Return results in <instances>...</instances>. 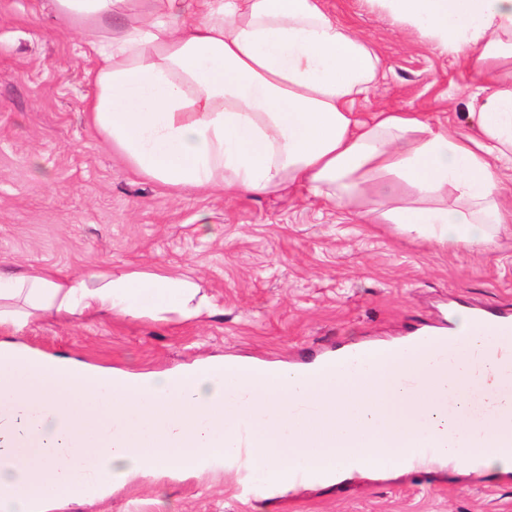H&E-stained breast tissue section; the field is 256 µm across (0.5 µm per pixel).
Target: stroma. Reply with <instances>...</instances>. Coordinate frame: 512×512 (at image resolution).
Returning <instances> with one entry per match:
<instances>
[{"instance_id": "1", "label": "stroma", "mask_w": 512, "mask_h": 512, "mask_svg": "<svg viewBox=\"0 0 512 512\" xmlns=\"http://www.w3.org/2000/svg\"><path fill=\"white\" fill-rule=\"evenodd\" d=\"M326 6L382 56L386 76L360 114L414 111L476 133L465 114L483 81L461 59L369 0ZM93 66L51 0H0V268L184 275L216 313L201 322L43 317L17 333L32 351L127 371L217 356L276 366L408 335L446 316L452 300L512 310V230L489 250H442L304 194H177L134 175L84 119ZM500 474L389 471L249 500L218 469L136 478L61 512H512V481Z\"/></svg>"}]
</instances>
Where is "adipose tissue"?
Returning <instances> with one entry per match:
<instances>
[{
	"instance_id": "adipose-tissue-1",
	"label": "adipose tissue",
	"mask_w": 512,
	"mask_h": 512,
	"mask_svg": "<svg viewBox=\"0 0 512 512\" xmlns=\"http://www.w3.org/2000/svg\"><path fill=\"white\" fill-rule=\"evenodd\" d=\"M390 19L483 75L478 136L419 112L356 105L384 79L377 46L325 0H53L88 31L85 107L131 169L176 191L294 195L346 208L441 248L494 246L512 228V0H376ZM170 274L70 278L0 270V330L47 315L184 321L213 316Z\"/></svg>"
}]
</instances>
